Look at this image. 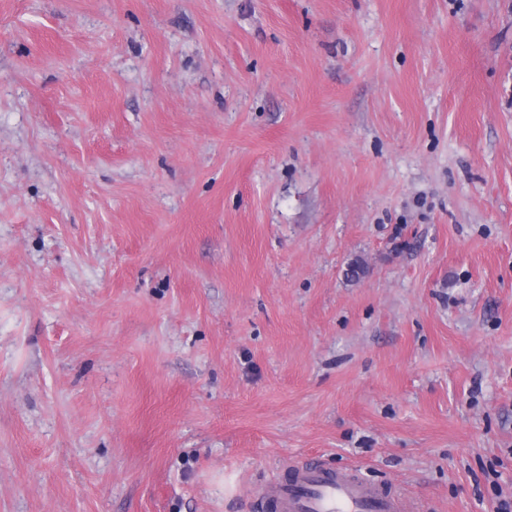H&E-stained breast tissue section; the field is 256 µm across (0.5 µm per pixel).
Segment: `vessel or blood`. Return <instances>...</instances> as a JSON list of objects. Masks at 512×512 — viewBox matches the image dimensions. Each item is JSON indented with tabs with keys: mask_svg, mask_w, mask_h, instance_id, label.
Returning a JSON list of instances; mask_svg holds the SVG:
<instances>
[{
	"mask_svg": "<svg viewBox=\"0 0 512 512\" xmlns=\"http://www.w3.org/2000/svg\"><path fill=\"white\" fill-rule=\"evenodd\" d=\"M276 512H405V502L365 481L357 471L297 461L277 481Z\"/></svg>",
	"mask_w": 512,
	"mask_h": 512,
	"instance_id": "vessel-or-blood-1",
	"label": "vessel or blood"
}]
</instances>
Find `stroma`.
Returning <instances> with one entry per match:
<instances>
[{
  "label": "stroma",
  "instance_id": "1",
  "mask_svg": "<svg viewBox=\"0 0 512 512\" xmlns=\"http://www.w3.org/2000/svg\"><path fill=\"white\" fill-rule=\"evenodd\" d=\"M305 457L512 496V0H0V512Z\"/></svg>",
  "mask_w": 512,
  "mask_h": 512
}]
</instances>
